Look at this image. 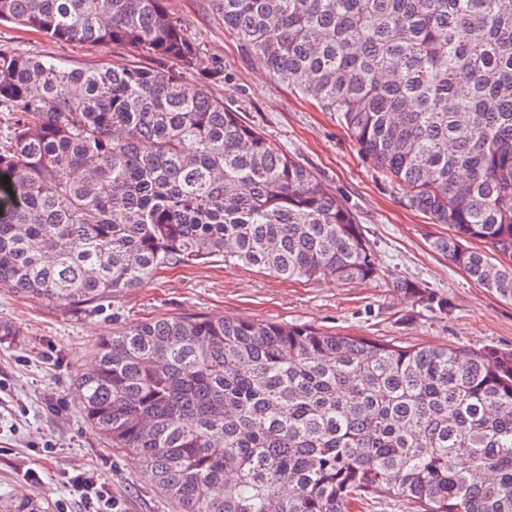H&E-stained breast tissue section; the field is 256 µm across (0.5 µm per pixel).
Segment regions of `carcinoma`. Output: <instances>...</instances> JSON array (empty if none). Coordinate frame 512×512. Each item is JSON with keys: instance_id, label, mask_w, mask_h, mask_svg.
<instances>
[{"instance_id": "carcinoma-1", "label": "carcinoma", "mask_w": 512, "mask_h": 512, "mask_svg": "<svg viewBox=\"0 0 512 512\" xmlns=\"http://www.w3.org/2000/svg\"><path fill=\"white\" fill-rule=\"evenodd\" d=\"M269 77L336 117L432 247L512 302V0H212ZM148 67L0 49V288L98 306L231 258L284 280L377 277L356 213L188 78L166 0H0V23ZM86 420L173 512H512V352L159 316L97 344ZM0 512H46L35 497Z\"/></svg>"}]
</instances>
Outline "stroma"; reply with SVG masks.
Wrapping results in <instances>:
<instances>
[{
    "label": "stroma",
    "instance_id": "1",
    "mask_svg": "<svg viewBox=\"0 0 512 512\" xmlns=\"http://www.w3.org/2000/svg\"><path fill=\"white\" fill-rule=\"evenodd\" d=\"M167 6L200 47L202 65L193 80H205L213 67L223 69L214 94L286 145L352 208L373 244L379 275L367 282L285 281L217 262L162 274L95 308L70 310L0 288V322L16 330L0 336V499L23 489L44 501L48 512L61 503L68 512H86L72 486L83 473L105 487L117 512H172L136 459L112 448L85 421L72 393L75 375L94 362L98 338L130 321L203 314L311 325L400 345L512 350V303L432 249L435 238L447 236L446 225L428 223L406 207L403 190L369 166L333 115L271 80L225 30L210 0H167ZM7 48L73 66L102 59L84 45L55 42L9 23L0 25V49ZM400 279L447 300V313L396 288Z\"/></svg>",
    "mask_w": 512,
    "mask_h": 512
}]
</instances>
